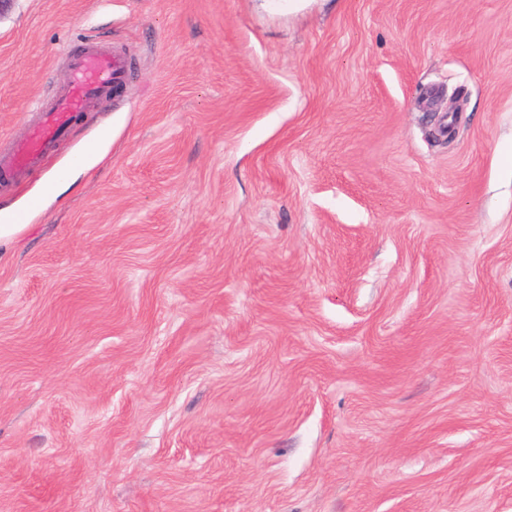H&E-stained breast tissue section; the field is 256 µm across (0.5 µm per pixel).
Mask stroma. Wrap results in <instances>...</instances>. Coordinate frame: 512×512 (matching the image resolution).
Here are the masks:
<instances>
[{"instance_id":"1","label":"stroma","mask_w":512,"mask_h":512,"mask_svg":"<svg viewBox=\"0 0 512 512\" xmlns=\"http://www.w3.org/2000/svg\"><path fill=\"white\" fill-rule=\"evenodd\" d=\"M86 41L0 184V512H512V0H12L0 155ZM68 77L63 91L42 110L26 135L0 157V178L18 180L24 177L63 137L76 118L88 112L94 102L107 97L126 76V58L108 46L84 42L70 56Z\"/></svg>"}]
</instances>
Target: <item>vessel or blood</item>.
Here are the masks:
<instances>
[{"mask_svg": "<svg viewBox=\"0 0 512 512\" xmlns=\"http://www.w3.org/2000/svg\"><path fill=\"white\" fill-rule=\"evenodd\" d=\"M68 70L64 90L38 113L26 135L0 156V178L18 180L33 169L79 115L122 83L127 63L110 47L86 42L71 54Z\"/></svg>", "mask_w": 512, "mask_h": 512, "instance_id": "vessel-or-blood-1", "label": "vessel or blood"}]
</instances>
